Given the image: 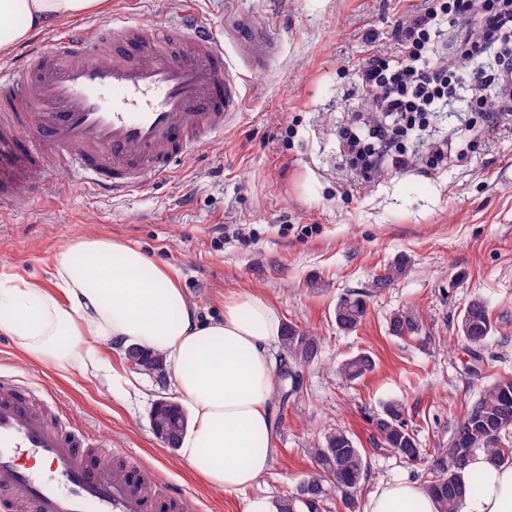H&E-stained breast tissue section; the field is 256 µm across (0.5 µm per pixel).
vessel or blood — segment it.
<instances>
[{"instance_id":"b4317fda","label":"vessel or blood","mask_w":512,"mask_h":512,"mask_svg":"<svg viewBox=\"0 0 512 512\" xmlns=\"http://www.w3.org/2000/svg\"><path fill=\"white\" fill-rule=\"evenodd\" d=\"M98 30L93 42L68 28L0 66V201L49 195L67 176L128 195L239 124L246 76L224 53L223 28L116 14ZM115 454L122 465H105L83 428L0 377V512H188L127 449Z\"/></svg>"}]
</instances>
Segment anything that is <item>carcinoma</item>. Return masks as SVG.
<instances>
[{"label": "carcinoma", "instance_id": "cac0c4a2", "mask_svg": "<svg viewBox=\"0 0 512 512\" xmlns=\"http://www.w3.org/2000/svg\"><path fill=\"white\" fill-rule=\"evenodd\" d=\"M401 259L376 275L374 290L390 286L407 268ZM367 312V301L362 293H346L338 298L334 309L337 328L352 331L358 327ZM494 325L483 300L473 299L467 304L458 322V338L466 345L471 358L482 361L483 350ZM393 336L416 337L421 332L419 317L411 310L392 313L388 321ZM279 357L288 367V374L276 384L273 399L280 402L297 390L296 369L317 356L319 340L315 334L297 325L286 324L279 339ZM375 361L367 353H359L340 364L342 375L356 381L373 371ZM150 418L164 433L182 434L187 428V416L178 405H167L152 410ZM374 436L381 446L389 448L408 462L425 459L416 434L409 429L401 404L382 405L371 418ZM512 434V380L497 382L485 389L470 406L453 429L448 448L439 450L428 461L425 487L440 505L439 512H455V504L466 491L477 486H465L460 472L476 453L483 454L495 465H512V445H504L505 436ZM315 463V472L301 480L295 491L278 505L279 512H318L320 503L331 495L340 498L348 512H358L357 492L369 477L365 450L358 447L348 431L330 428L308 448Z\"/></svg>", "mask_w": 512, "mask_h": 512}]
</instances>
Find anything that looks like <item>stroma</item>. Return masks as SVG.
<instances>
[{
	"mask_svg": "<svg viewBox=\"0 0 512 512\" xmlns=\"http://www.w3.org/2000/svg\"><path fill=\"white\" fill-rule=\"evenodd\" d=\"M424 0H111L110 9L144 22L180 20L192 12L223 25L224 49L248 72L244 118L202 154L180 163L144 191L112 198L63 181L49 197L0 210V277L23 269L50 282L52 256L63 241L103 234L168 265L201 319L219 316L224 298L252 290L284 322L319 336L315 360L284 404L271 441L266 475L242 493H224L192 477L177 449L154 435L150 412L176 400L169 381L137 375L134 391L18 356L0 335V376L32 384L54 398L90 434L132 451L160 481L185 492L192 512H245L256 497L279 502L314 470L306 448L325 430H347L364 448L377 484L407 477L411 465L381 448L370 416L389 401L405 408L426 450L447 447L454 423L491 384L512 379V130L460 132L459 101L433 118L416 148L447 144L448 169L385 171L354 181L336 131L362 105L355 73L368 54L367 32L389 46L395 23ZM248 19L273 40L261 72H253L252 36L235 31ZM407 259L406 272L372 292L384 267ZM367 293L356 330L337 328L341 294ZM481 297L495 329L478 375L457 320ZM414 310L416 338L388 332L390 315ZM361 352L376 368L347 382L339 364Z\"/></svg>",
	"mask_w": 512,
	"mask_h": 512,
	"instance_id": "1",
	"label": "stroma"
}]
</instances>
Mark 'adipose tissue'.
Segmentation results:
<instances>
[{"mask_svg":"<svg viewBox=\"0 0 512 512\" xmlns=\"http://www.w3.org/2000/svg\"><path fill=\"white\" fill-rule=\"evenodd\" d=\"M103 0H0V54L31 36L98 12ZM282 318L251 291L224 300V313L200 319L165 267L140 250L88 235L59 245L50 285L26 273L0 282V334L20 356L60 370L79 369L121 384L100 345L143 347L163 358L190 412L179 454L191 472L234 493L255 485L275 450L267 438L275 382L272 346ZM463 482L478 481L456 512H512V466L474 456ZM363 512H439L425 486L379 483Z\"/></svg>","mask_w":512,"mask_h":512,"instance_id":"adipose-tissue-1","label":"adipose tissue"}]
</instances>
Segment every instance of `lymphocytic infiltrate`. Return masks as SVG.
Listing matches in <instances>:
<instances>
[{"mask_svg":"<svg viewBox=\"0 0 512 512\" xmlns=\"http://www.w3.org/2000/svg\"><path fill=\"white\" fill-rule=\"evenodd\" d=\"M443 18L456 33L451 63L435 55ZM392 41L393 52L374 48L364 59L358 77L365 107L337 131L357 177L420 162L432 170L447 166L444 148L421 161L408 141L461 86L469 88V110L487 127L512 123V0H481L476 8L470 0H425L395 26Z\"/></svg>","mask_w":512,"mask_h":512,"instance_id":"1","label":"lymphocytic infiltrate"}]
</instances>
